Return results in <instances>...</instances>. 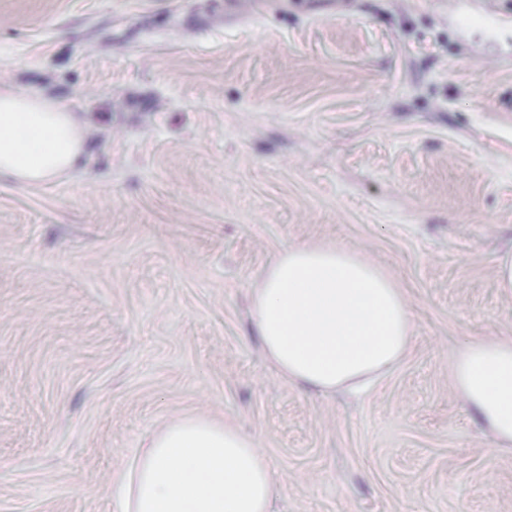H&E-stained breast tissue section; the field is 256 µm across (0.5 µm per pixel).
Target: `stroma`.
Masks as SVG:
<instances>
[{"mask_svg": "<svg viewBox=\"0 0 512 512\" xmlns=\"http://www.w3.org/2000/svg\"><path fill=\"white\" fill-rule=\"evenodd\" d=\"M1 82L69 101L94 149L0 179V512H111L187 417L258 441L273 512H512V447L453 378L512 336V0H0ZM309 243L409 304L369 391L294 386L253 329V288ZM496 282L505 293H512V249L504 251L496 259Z\"/></svg>", "mask_w": 512, "mask_h": 512, "instance_id": "stroma-1", "label": "stroma"}]
</instances>
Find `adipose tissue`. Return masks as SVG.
I'll return each mask as SVG.
<instances>
[{
    "label": "adipose tissue",
    "instance_id": "1",
    "mask_svg": "<svg viewBox=\"0 0 512 512\" xmlns=\"http://www.w3.org/2000/svg\"><path fill=\"white\" fill-rule=\"evenodd\" d=\"M90 139L64 99L0 84V178L23 188L81 169ZM251 316L270 362L289 381L334 394L372 385L413 334L400 288L353 252L286 248L252 291ZM454 384L498 447H512V339L464 345ZM276 481L258 443L204 417L154 433L113 479L112 512H271Z\"/></svg>",
    "mask_w": 512,
    "mask_h": 512
}]
</instances>
